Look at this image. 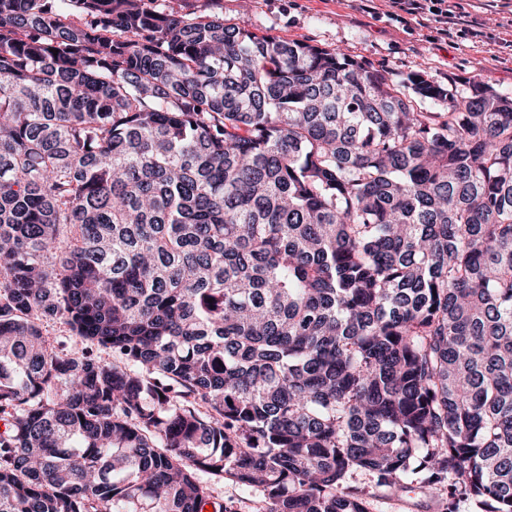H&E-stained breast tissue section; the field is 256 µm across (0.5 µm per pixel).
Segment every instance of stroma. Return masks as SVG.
Instances as JSON below:
<instances>
[{
  "instance_id": "obj_1",
  "label": "stroma",
  "mask_w": 512,
  "mask_h": 512,
  "mask_svg": "<svg viewBox=\"0 0 512 512\" xmlns=\"http://www.w3.org/2000/svg\"><path fill=\"white\" fill-rule=\"evenodd\" d=\"M447 25L385 19V0H221L225 20L362 57L398 78L422 72L462 86L471 78L512 93V0H458Z\"/></svg>"
}]
</instances>
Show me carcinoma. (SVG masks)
<instances>
[{
    "label": "carcinoma",
    "mask_w": 512,
    "mask_h": 512,
    "mask_svg": "<svg viewBox=\"0 0 512 512\" xmlns=\"http://www.w3.org/2000/svg\"><path fill=\"white\" fill-rule=\"evenodd\" d=\"M356 473L512 512V94L0 0V512H372ZM214 500L223 501L225 508L231 512H257L255 497L249 495L239 486L231 482L209 484Z\"/></svg>",
    "instance_id": "carcinoma-1"
}]
</instances>
